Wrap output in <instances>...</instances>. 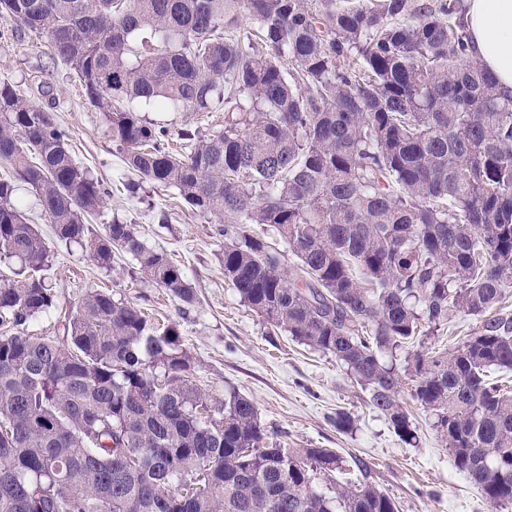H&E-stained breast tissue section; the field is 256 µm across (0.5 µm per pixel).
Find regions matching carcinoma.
<instances>
[{"instance_id": "cac0c4a2", "label": "carcinoma", "mask_w": 512, "mask_h": 512, "mask_svg": "<svg viewBox=\"0 0 512 512\" xmlns=\"http://www.w3.org/2000/svg\"><path fill=\"white\" fill-rule=\"evenodd\" d=\"M464 13V0H0L1 21L46 35L129 172L216 225L240 302L333 355L409 443L407 375L455 467L503 508L512 395L492 373L512 370V96L472 56ZM141 103L222 112L224 127L174 131ZM0 164V262L19 264L0 278V512H398L370 486L315 490L342 458L269 445L250 400L196 387L174 321L94 290L62 337L26 334L58 303L22 187L97 265L128 255L173 298L194 292L134 225L91 227L101 182L5 81ZM452 311L482 317L479 331L385 364Z\"/></svg>"}]
</instances>
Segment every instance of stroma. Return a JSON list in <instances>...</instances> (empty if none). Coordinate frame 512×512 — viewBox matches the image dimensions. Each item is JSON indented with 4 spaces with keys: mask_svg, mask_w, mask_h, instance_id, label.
<instances>
[{
    "mask_svg": "<svg viewBox=\"0 0 512 512\" xmlns=\"http://www.w3.org/2000/svg\"><path fill=\"white\" fill-rule=\"evenodd\" d=\"M10 82L27 101L52 112L67 134V147L108 193L94 228L112 220L135 225L149 244L165 250L184 271L195 298L186 304L135 273L132 262L115 258L98 267L75 247L55 240L48 216L30 190H21L26 214L54 244L46 275L59 310L33 318L26 333L58 337L66 307L89 291L104 289L142 308L158 321L180 325L191 361V381L215 396L235 389L252 401L271 438L292 448H330L346 468L320 477L319 489L351 482L394 498L399 512H496L467 477L456 471L433 427L432 415L410 407L418 438L405 443L372 408L370 391L335 358L271 333L262 318L239 303L224 281V239L206 219L182 204L172 189L142 184L138 198L126 185L132 176L112 143L102 116L87 101L68 67L45 36L0 20V81ZM351 416L348 431L336 428L337 414Z\"/></svg>",
    "mask_w": 512,
    "mask_h": 512,
    "instance_id": "35a3bbf8",
    "label": "stroma"
}]
</instances>
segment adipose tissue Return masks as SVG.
I'll list each match as a JSON object with an SVG mask.
<instances>
[{"mask_svg":"<svg viewBox=\"0 0 512 512\" xmlns=\"http://www.w3.org/2000/svg\"><path fill=\"white\" fill-rule=\"evenodd\" d=\"M474 55L503 90L512 93V0H466Z\"/></svg>","mask_w":512,"mask_h":512,"instance_id":"adipose-tissue-1","label":"adipose tissue"}]
</instances>
